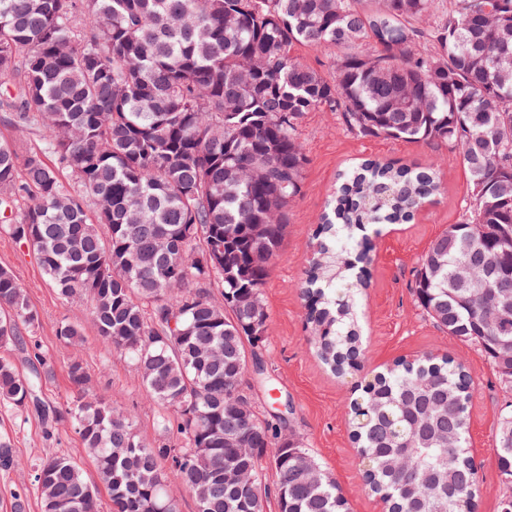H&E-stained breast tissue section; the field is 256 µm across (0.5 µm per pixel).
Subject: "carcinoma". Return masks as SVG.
Wrapping results in <instances>:
<instances>
[{
  "mask_svg": "<svg viewBox=\"0 0 512 512\" xmlns=\"http://www.w3.org/2000/svg\"><path fill=\"white\" fill-rule=\"evenodd\" d=\"M295 45L337 50L332 76L294 59ZM7 78L17 82L0 110L43 141L0 140V228L33 249L61 300L91 301L99 339L132 362L164 412L147 444L104 400L64 411L39 401L37 379L4 357L0 404L45 421L70 415L95 449L110 512H173L172 480L197 512H264L260 483L229 484L224 468L257 477L266 462L280 512H351L243 387L248 349L266 340L262 288L303 190L297 126L307 112H334L363 138L459 152L469 204L430 243L412 292L512 395V364L492 353L512 337V309L496 302L499 289L512 292V256L499 249L512 235V0H0ZM440 194L431 165L367 158L340 174L301 285L309 343L333 373L362 362L354 317L372 246L360 227L407 224ZM38 323L1 266L0 348L29 350L20 327ZM67 375L79 391L90 381L77 357ZM470 387L452 358H401L353 403L365 479L389 512H475ZM495 459L512 485V407ZM33 482L42 512H101L71 456L46 452Z\"/></svg>",
  "mask_w": 512,
  "mask_h": 512,
  "instance_id": "obj_1",
  "label": "carcinoma"
}]
</instances>
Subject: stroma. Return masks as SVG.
<instances>
[{"label": "stroma", "instance_id": "obj_1", "mask_svg": "<svg viewBox=\"0 0 512 512\" xmlns=\"http://www.w3.org/2000/svg\"><path fill=\"white\" fill-rule=\"evenodd\" d=\"M297 135L309 159L304 189L289 208L286 235L262 289L269 315L267 341L256 356L264 373L247 375L246 393L263 419L275 422L281 434L297 439L336 480L351 512H385L380 496L366 485L363 459L351 438L350 408L361 394V385L395 360L426 354L452 356L466 366L472 380L468 441L481 477L475 510L499 512L500 499L508 488L498 476L494 448L505 399L476 348L437 329L417 308L410 288L413 271L431 240L461 219L465 211L468 176L460 156L441 144L359 137L333 112L306 113ZM367 157L434 165L444 193L424 208L414 223L387 225L373 237L369 286L359 297V326L365 348L362 367L339 376L320 362L307 341L300 285L312 233L338 173ZM0 264L12 268L39 317L34 331L38 356L24 357L15 350L9 356L26 375L37 358H44L48 374L40 380V397L63 409L79 396L106 399L113 407L132 414L142 441L154 442L161 408L151 400L129 361L100 342L90 302L60 300L33 250L1 229ZM64 322L80 328L81 343L68 344L57 336L56 329ZM75 357L84 361L92 378L81 394L67 376V364ZM3 438L12 443L14 463L6 469L0 467V512H11L18 494L26 497L27 512H41L32 474L46 449L79 460L86 457L65 417L48 429L35 413L0 405Z\"/></svg>", "mask_w": 512, "mask_h": 512}]
</instances>
